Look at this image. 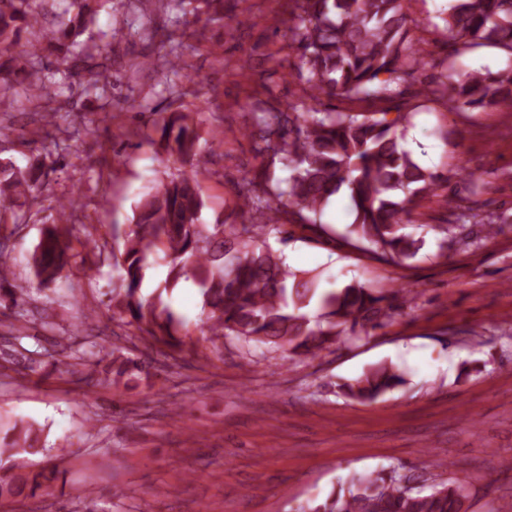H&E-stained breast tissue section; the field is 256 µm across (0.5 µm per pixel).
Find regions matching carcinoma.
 I'll list each match as a JSON object with an SVG mask.
<instances>
[{
	"label": "carcinoma",
	"mask_w": 512,
	"mask_h": 512,
	"mask_svg": "<svg viewBox=\"0 0 512 512\" xmlns=\"http://www.w3.org/2000/svg\"><path fill=\"white\" fill-rule=\"evenodd\" d=\"M408 0H286L288 48L299 55L293 74L298 101L281 110L260 99L267 89L259 77L243 108L250 110L247 136L260 165L238 185L230 214L212 224L202 221L206 206L202 182L208 169L203 152L218 137L205 130L196 112H171L159 127L157 144L179 164L177 173L162 182L135 208L132 223L112 225V250L95 239L85 258L112 261L117 277L106 303L112 317L127 318L140 335L171 354L184 351L178 336L183 320L162 295L141 294L145 270L166 267L162 291L194 278L202 296V315L196 328L203 336H233L247 346L283 349L288 357L316 358L332 347L353 342L384 329L412 302L409 288H367L348 283L340 288L319 287L318 276L293 270L272 242L288 239L286 226L297 224L328 235L334 229L321 223L330 198L344 190L353 221L342 233L346 244L372 259L401 265L417 257L424 241L408 232L412 206L434 197L448 177L421 165L400 146L409 125L411 97L441 102L450 112L512 108V65L492 73L485 68L455 67L443 59L432 64L437 75L418 82L427 65L407 27ZM103 0H0V94L23 96L53 128L57 109L50 102L69 89L72 71L87 67L92 86L110 83L104 51L124 37L123 29H97ZM444 32L462 47L493 45L512 57V0H453ZM56 54L55 73L41 67V52ZM168 69L178 77L185 70L183 45H171ZM341 98L370 107L401 101L396 116L386 109L359 112L328 107L322 97ZM48 176L45 165L24 168L0 161V223L30 204ZM448 243H468L470 233L448 236ZM76 257L68 214L56 213L45 225L28 263L37 285L56 282ZM0 273V306L17 322L26 323L32 286L10 281ZM57 346L82 366L78 373L90 382L103 373L106 383L126 374H142L147 365L120 356L112 347V364L97 370L62 336ZM406 382L394 364L380 362L339 385L342 393L361 402L375 401ZM48 452L31 425L15 423L0 429V460ZM17 465L0 466V499L26 500L53 495L41 470L24 474ZM412 477L392 470L353 478L325 498L301 506V512H465L468 488L450 481L429 492L407 487Z\"/></svg>",
	"instance_id": "1"
}]
</instances>
